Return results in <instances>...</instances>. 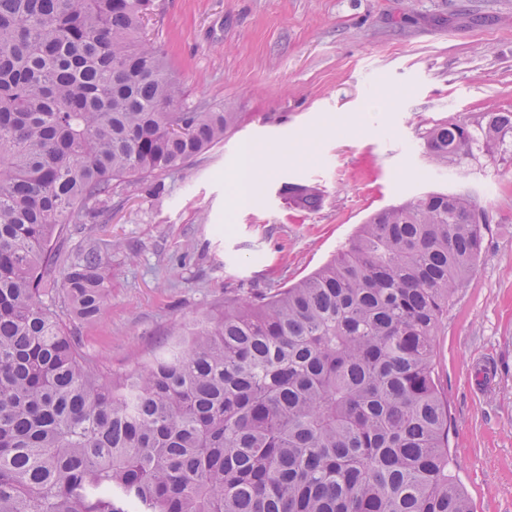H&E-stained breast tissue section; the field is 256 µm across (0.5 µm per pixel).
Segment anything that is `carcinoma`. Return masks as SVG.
Returning <instances> with one entry per match:
<instances>
[{
	"mask_svg": "<svg viewBox=\"0 0 512 512\" xmlns=\"http://www.w3.org/2000/svg\"><path fill=\"white\" fill-rule=\"evenodd\" d=\"M153 0H0V512H473L449 470L435 336L482 253L468 195L379 210L314 272L178 326L118 375L66 321L111 295L63 230L184 170L238 113L183 103ZM512 113L431 128L462 167ZM304 210L319 197L296 189Z\"/></svg>",
	"mask_w": 512,
	"mask_h": 512,
	"instance_id": "cac0c4a2",
	"label": "carcinoma"
}]
</instances>
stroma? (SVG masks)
<instances>
[{"label": "stroma", "mask_w": 512, "mask_h": 512, "mask_svg": "<svg viewBox=\"0 0 512 512\" xmlns=\"http://www.w3.org/2000/svg\"><path fill=\"white\" fill-rule=\"evenodd\" d=\"M145 33L189 104L238 114L187 170L112 195L97 234L112 294L85 351L133 369L180 320L239 289L283 288L325 263L367 217L430 191L465 192L488 219L481 257L436 338L449 454L474 512H512V132L450 172L425 135L512 112V0H154ZM318 137L234 205L244 143ZM321 198L297 207L292 187Z\"/></svg>", "instance_id": "obj_1"}]
</instances>
